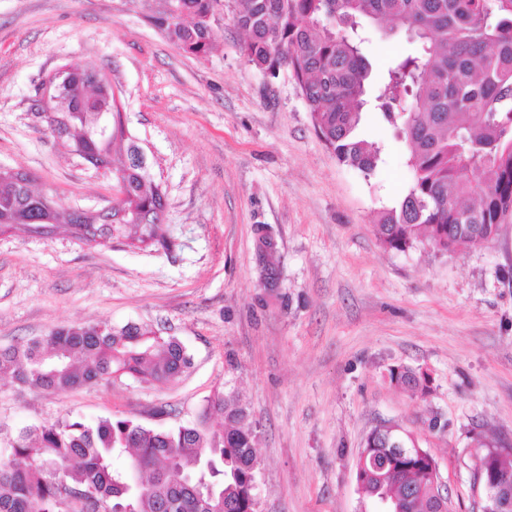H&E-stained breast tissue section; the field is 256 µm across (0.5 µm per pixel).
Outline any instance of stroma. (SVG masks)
<instances>
[{
	"label": "stroma",
	"instance_id": "obj_1",
	"mask_svg": "<svg viewBox=\"0 0 512 512\" xmlns=\"http://www.w3.org/2000/svg\"><path fill=\"white\" fill-rule=\"evenodd\" d=\"M148 12L146 0H0V167L35 175L58 208L109 204L111 175L58 149L34 107L59 67L96 65L162 187L168 242L0 235V347L135 323L175 337L192 366L173 382L67 393L0 378V439L64 418L167 430L227 386L258 432V512H361L355 462L385 421L429 451L458 512H481L472 440L512 445V223L477 248H383L377 216L411 175L381 114L360 126L382 147L367 176L320 140L287 72L246 62L231 0L203 57L168 42ZM412 49L402 32L372 30L363 52L377 70ZM263 229L276 242L268 259ZM395 366L430 373V394L393 385Z\"/></svg>",
	"mask_w": 512,
	"mask_h": 512
}]
</instances>
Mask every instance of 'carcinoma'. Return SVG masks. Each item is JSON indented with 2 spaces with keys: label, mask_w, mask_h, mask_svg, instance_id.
Returning <instances> with one entry per match:
<instances>
[{
  "label": "carcinoma",
  "mask_w": 512,
  "mask_h": 512,
  "mask_svg": "<svg viewBox=\"0 0 512 512\" xmlns=\"http://www.w3.org/2000/svg\"><path fill=\"white\" fill-rule=\"evenodd\" d=\"M246 62L263 72L288 71L313 128L336 158L370 176L381 147L362 138L363 115L377 108L409 149L412 182L380 212L376 234L386 249L406 251L427 238L448 252L486 244L512 217V0H232ZM176 12L150 20L182 52L203 56L213 45L217 0H173ZM400 28L417 43L380 74L383 92L369 93L371 66L361 21ZM72 93L53 103L70 123L69 152L121 151L112 177L127 196L121 224H77L66 210L44 212L28 189L0 168V233L30 236L62 229L87 243L124 240L144 250L158 242L162 191L135 162L121 112L107 124L102 90L87 94L92 75L71 79ZM47 220L41 231L36 219ZM191 366L175 338L137 325L62 326L44 338L0 347V374L62 393L178 379ZM390 381L422 396L430 377L398 366ZM224 431L211 430V412ZM389 423L366 437L355 464L362 498L388 495L406 512H453L434 483L426 456H401ZM256 427L236 393L215 390L196 420L158 430L124 417L95 424L61 419L25 427L0 453V512H256Z\"/></svg>",
  "instance_id": "1"
}]
</instances>
